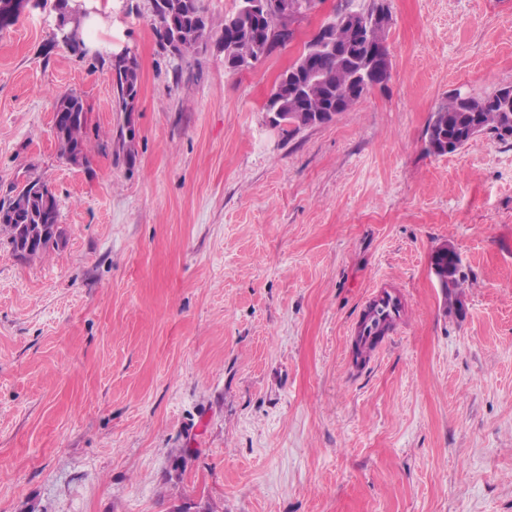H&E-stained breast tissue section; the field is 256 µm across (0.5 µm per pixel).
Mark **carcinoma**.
I'll return each instance as SVG.
<instances>
[{
  "label": "carcinoma",
  "mask_w": 512,
  "mask_h": 512,
  "mask_svg": "<svg viewBox=\"0 0 512 512\" xmlns=\"http://www.w3.org/2000/svg\"><path fill=\"white\" fill-rule=\"evenodd\" d=\"M353 0H338L334 17L328 21L326 36L336 41V49H322L324 38L308 42L305 50L288 67V85L279 87L272 96L267 111L274 113L273 121L278 126H288L293 131L323 124L332 120V112L351 109L372 87L384 85L390 78L385 72L352 85L351 77L361 61L368 56L373 46L363 36H349L341 22L345 16L356 20L362 30L376 32L381 42H386L389 24V7L378 0L367 11L352 8ZM245 0H238L236 9L224 16L222 26V51L224 66L231 70H245L265 59L278 45L292 40L291 24L281 21V15L266 0L263 13L256 18L242 13ZM151 26L160 47L178 57L194 52L206 34L210 20L202 0H151ZM119 109L133 111L139 92L138 65L134 58L118 56L111 61ZM477 99L459 94L448 96L430 117L425 140L427 153L437 156L454 153L468 144L476 132L490 133L498 141H504L500 128L512 125V98L503 96V90L484 98L488 111L474 112L470 104ZM55 113H66L68 118L56 135L61 155L74 166L89 163L87 140L90 122L83 98L76 93L59 97ZM46 184L30 182L19 189L26 196L23 209L14 205V199L0 202V230L8 236L13 251H18L16 230L20 224L44 226L45 233L31 243L27 257L40 256L59 247L63 233H54L52 226L58 223L59 209L56 197L44 199L42 190ZM432 265L435 274L446 291L459 287L456 273L458 254L437 251Z\"/></svg>",
  "instance_id": "carcinoma-1"
}]
</instances>
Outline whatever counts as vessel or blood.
<instances>
[{
  "label": "vessel or blood",
  "instance_id": "obj_1",
  "mask_svg": "<svg viewBox=\"0 0 512 512\" xmlns=\"http://www.w3.org/2000/svg\"><path fill=\"white\" fill-rule=\"evenodd\" d=\"M407 303L403 294L392 289H372L367 305L351 330V338L363 357H371L382 345V337L401 321Z\"/></svg>",
  "mask_w": 512,
  "mask_h": 512
}]
</instances>
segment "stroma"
<instances>
[{
  "label": "stroma",
  "mask_w": 512,
  "mask_h": 512,
  "mask_svg": "<svg viewBox=\"0 0 512 512\" xmlns=\"http://www.w3.org/2000/svg\"><path fill=\"white\" fill-rule=\"evenodd\" d=\"M387 2L389 80L296 132L265 102L336 0L239 71L218 46L237 0H203L205 46L182 58L150 0H112L74 50L48 4L0 29V199L41 180L65 231L34 259L0 234V512H512V142L425 150L450 92L512 86V0ZM70 92L84 168L53 133ZM381 285L407 318L352 366ZM112 59L111 70L114 77L119 109L122 112H132L139 92L138 65L129 52H124ZM54 112L68 114L64 122L59 120L63 127L56 135L61 155L73 166L88 165L87 140L90 122L89 117L85 115L89 112L83 98L76 93L65 94L57 99ZM443 248L445 250H453L456 253L448 255L447 251L438 250L433 255L432 265L434 266L435 274L441 282L442 288L448 291L449 296L451 288H459V281L456 278L459 256L452 245H444Z\"/></svg>",
  "instance_id": "1"
}]
</instances>
